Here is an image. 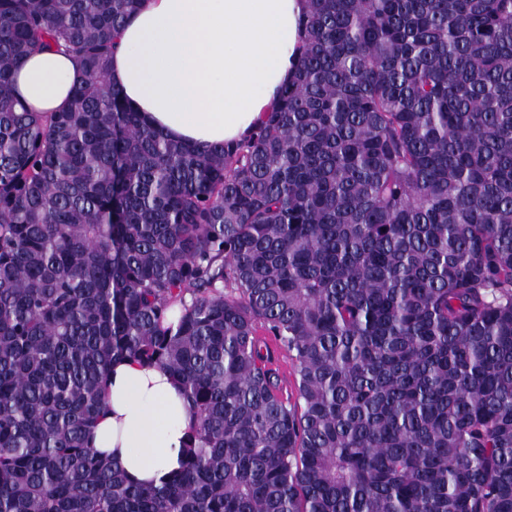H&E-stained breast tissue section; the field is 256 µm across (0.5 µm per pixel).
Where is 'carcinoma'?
I'll list each match as a JSON object with an SVG mask.
<instances>
[{
    "mask_svg": "<svg viewBox=\"0 0 512 512\" xmlns=\"http://www.w3.org/2000/svg\"><path fill=\"white\" fill-rule=\"evenodd\" d=\"M142 2L0 0V512H512V0H306L206 150L107 80ZM39 47L62 111L14 92ZM125 358L193 408L157 485L89 442ZM77 75L78 68L70 55L40 50L16 72L15 86L32 112H57L71 102ZM258 334L272 351L274 367L277 369L281 380L280 387L283 397L285 399L289 398L293 402L296 398V388L292 361L288 352L277 344L273 338L268 336L263 330H259Z\"/></svg>",
    "mask_w": 512,
    "mask_h": 512,
    "instance_id": "cac0c4a2",
    "label": "carcinoma"
}]
</instances>
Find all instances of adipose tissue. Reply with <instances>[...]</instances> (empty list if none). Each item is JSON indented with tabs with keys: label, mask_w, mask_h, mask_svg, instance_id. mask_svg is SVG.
Segmentation results:
<instances>
[{
	"label": "adipose tissue",
	"mask_w": 512,
	"mask_h": 512,
	"mask_svg": "<svg viewBox=\"0 0 512 512\" xmlns=\"http://www.w3.org/2000/svg\"><path fill=\"white\" fill-rule=\"evenodd\" d=\"M305 0H145L120 31L109 82L169 138L206 149L239 142L260 125L293 74ZM74 59L34 53L15 74L34 112L71 101ZM95 448L138 483H159L180 466L195 417L166 371L114 362Z\"/></svg>",
	"instance_id": "obj_1"
}]
</instances>
